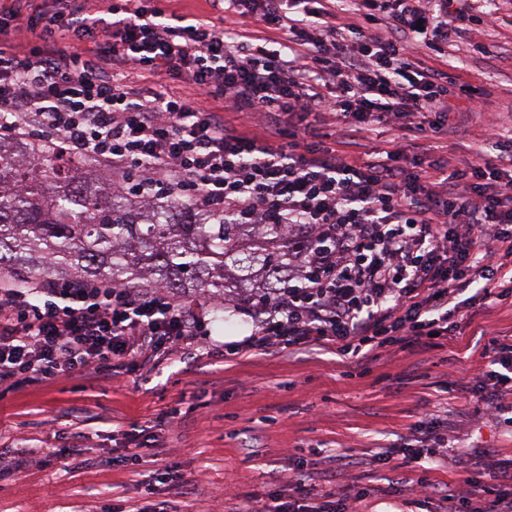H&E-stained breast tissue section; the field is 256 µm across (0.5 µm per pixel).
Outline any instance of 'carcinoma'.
Masks as SVG:
<instances>
[{"instance_id": "cac0c4a2", "label": "carcinoma", "mask_w": 512, "mask_h": 512, "mask_svg": "<svg viewBox=\"0 0 512 512\" xmlns=\"http://www.w3.org/2000/svg\"><path fill=\"white\" fill-rule=\"evenodd\" d=\"M313 246L279 224H229L187 201L125 195L112 180L75 174V161L28 139H0V270L104 279L251 300L288 282V261Z\"/></svg>"}]
</instances>
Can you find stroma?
<instances>
[{"mask_svg":"<svg viewBox=\"0 0 512 512\" xmlns=\"http://www.w3.org/2000/svg\"><path fill=\"white\" fill-rule=\"evenodd\" d=\"M471 36L488 53L473 51L471 41L443 56L425 47L415 53L422 66L469 82L482 96L458 101L447 125L412 134L398 159L408 170L478 161L490 136L512 144V0H496ZM312 143L367 162L398 150L400 140L390 124L356 131L332 121ZM179 300L210 315L208 333L150 374L118 357L107 378L63 375L0 394V456L36 452L24 471L0 477V512H141L139 486L159 463L183 477L166 495L174 512H247L286 480L334 468L340 498H362L364 512H437V501L387 494L395 468L445 487L487 451L512 456V427L483 416L476 394L451 387L470 363L450 347L397 348L364 368L338 362L328 349L231 355L226 344L251 333L246 300L232 301L223 322L212 317L218 299L190 292ZM431 409L438 418L429 423ZM461 412L473 421L454 453L428 471L405 464L403 439L433 448ZM148 426L159 429L162 448L143 447L147 464H123L134 430Z\"/></svg>","mask_w":512,"mask_h":512,"instance_id":"stroma-1","label":"stroma"}]
</instances>
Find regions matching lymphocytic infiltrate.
<instances>
[{"instance_id": "obj_1", "label": "lymphocytic infiltrate", "mask_w": 512, "mask_h": 512, "mask_svg": "<svg viewBox=\"0 0 512 512\" xmlns=\"http://www.w3.org/2000/svg\"><path fill=\"white\" fill-rule=\"evenodd\" d=\"M224 24L252 16L281 39L235 40L210 21L158 0H51L25 25L0 23V137L26 136L112 168L121 191H147L237 224H284L327 242L303 254L273 297L251 303L253 349L327 347L365 365L380 350L455 341L462 295L512 306V172L485 159L447 175L357 162L301 145L327 120L361 130L447 125L454 100L474 87L415 66L425 45L444 53L463 32L455 0H213ZM349 10L352 23L334 18ZM180 78L185 98L131 85L127 70ZM335 95H326L328 87ZM285 112L299 125L276 139L229 126L225 109ZM207 327L172 297L108 281L0 279V390L62 374H106L131 356L151 370L176 342ZM479 400L493 419L512 416V335L471 347ZM399 491L446 494L448 512H512V461L486 453L455 489L429 479ZM256 512H350L334 493L317 498L289 481Z\"/></svg>"}]
</instances>
